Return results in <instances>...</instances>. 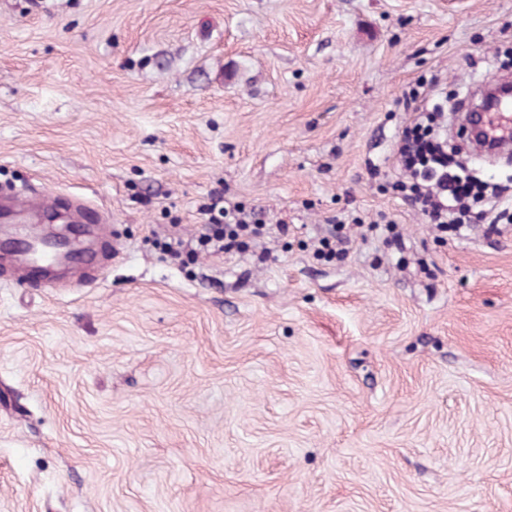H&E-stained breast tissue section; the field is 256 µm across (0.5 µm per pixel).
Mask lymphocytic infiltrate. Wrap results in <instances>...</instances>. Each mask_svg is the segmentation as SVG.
<instances>
[{"label":"lymphocytic infiltrate","mask_w":512,"mask_h":512,"mask_svg":"<svg viewBox=\"0 0 512 512\" xmlns=\"http://www.w3.org/2000/svg\"><path fill=\"white\" fill-rule=\"evenodd\" d=\"M439 75L404 89L400 102L405 118L393 140L397 160L388 184L435 232L460 235L481 224L487 235H499L512 226V180L488 184L455 161L448 151V95L438 89ZM207 217L197 243L216 254L247 257L254 263L271 260L258 248L264 233L288 237L291 228L281 221L264 225L244 204H226L223 191L210 193L202 207Z\"/></svg>","instance_id":"f902f5d3"}]
</instances>
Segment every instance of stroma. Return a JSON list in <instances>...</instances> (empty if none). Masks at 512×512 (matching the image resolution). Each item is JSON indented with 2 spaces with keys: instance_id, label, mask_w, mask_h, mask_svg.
<instances>
[{
  "instance_id": "35a3bbf8",
  "label": "stroma",
  "mask_w": 512,
  "mask_h": 512,
  "mask_svg": "<svg viewBox=\"0 0 512 512\" xmlns=\"http://www.w3.org/2000/svg\"><path fill=\"white\" fill-rule=\"evenodd\" d=\"M0 0V197L96 212L0 265V512H512V231L445 242L367 181L406 85L512 54V0ZM275 259H172L212 190ZM399 224L313 258L332 219ZM44 252H50L52 266L59 265L70 260L71 243L66 237L52 232L46 236L33 238L27 246L26 255H40Z\"/></svg>"
}]
</instances>
